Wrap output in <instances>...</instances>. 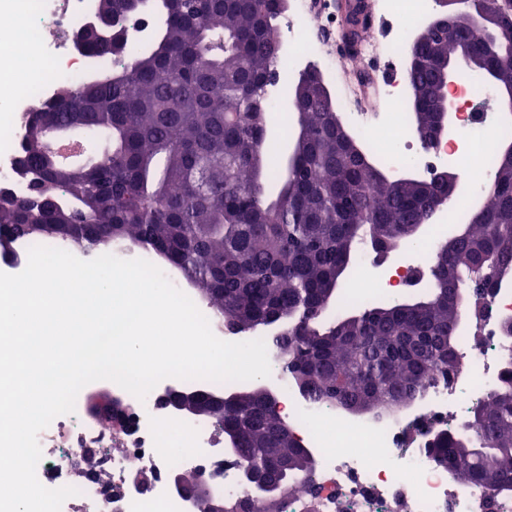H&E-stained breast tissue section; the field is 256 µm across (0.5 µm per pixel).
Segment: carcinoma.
Returning <instances> with one entry per match:
<instances>
[{"instance_id":"cac0c4a2","label":"carcinoma","mask_w":512,"mask_h":512,"mask_svg":"<svg viewBox=\"0 0 512 512\" xmlns=\"http://www.w3.org/2000/svg\"><path fill=\"white\" fill-rule=\"evenodd\" d=\"M280 0H98L112 23L84 51L98 59L111 36L139 14L157 18L153 41L125 55L105 78H88L26 113L20 175L52 187L35 206L0 209L8 245L52 239L103 249L101 233L129 241L174 267L227 325L275 324L269 352L307 402L351 415L414 404L432 376L455 372L464 312L458 298L489 290L512 272V167L495 151L496 177L482 215L465 225L452 251L430 254L432 279L415 300L360 308L324 320L355 253H382L435 222L430 198L410 183L380 178L355 158L314 97L288 165H265L264 88L278 61L273 20ZM471 47L489 34L467 29ZM409 86H431L423 65ZM85 118L112 142L105 157L44 167L42 127ZM225 407L216 425L247 464L277 473L281 448L298 468L314 458L283 431L258 387ZM484 448L477 457L472 448ZM435 457L464 484L512 489V359L499 385L467 422L435 434Z\"/></svg>"}]
</instances>
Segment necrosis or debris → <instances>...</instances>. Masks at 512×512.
I'll return each mask as SVG.
<instances>
[{
    "instance_id": "4bbe7bcc",
    "label": "necrosis or debris",
    "mask_w": 512,
    "mask_h": 512,
    "mask_svg": "<svg viewBox=\"0 0 512 512\" xmlns=\"http://www.w3.org/2000/svg\"><path fill=\"white\" fill-rule=\"evenodd\" d=\"M90 12L91 0H0V107L7 117L0 125V185L15 194L27 192L12 169L19 119L63 87L84 80L88 59L72 35ZM275 23L279 62L266 86L269 111H278L295 77L316 74L335 89L344 122L391 173L411 169L429 178L453 165L471 174L470 189L457 210L485 196L495 174L489 138L512 130L500 113H459L458 133L424 142L391 113L370 111L362 86L330 52L336 30L314 0H288ZM409 44L405 36L385 43L365 39L357 49L359 59L384 57L391 63L394 78L379 86L378 96L393 111L410 107L402 58ZM432 249V242L423 240L401 255L381 259L370 247H361L350 286L371 303L416 293L429 282ZM382 265L396 272L385 286L373 275ZM473 306L477 313L459 336L454 378H436L410 410H385L369 422L356 423L301 401L291 386L282 385L281 404L304 433L305 444L315 450V482L291 500L288 512H512L511 490L493 494L463 484L432 453L435 429L464 419L477 398L497 385L505 358L512 357V336L502 330L503 321L512 318V272L504 274L497 288L475 296ZM126 400L130 419L121 439L84 430L74 413L56 417L40 432L37 469L44 487L78 488L69 502L79 512H97L107 494L112 512H193L168 481L170 473L189 470L209 479L225 498L246 496L240 466L217 450L212 425L164 415L131 394ZM175 438L180 441L176 450L171 447ZM143 470L153 479L145 495L131 489L134 476Z\"/></svg>"
}]
</instances>
